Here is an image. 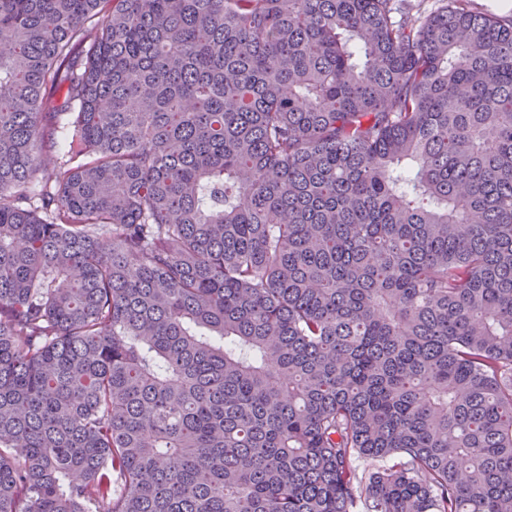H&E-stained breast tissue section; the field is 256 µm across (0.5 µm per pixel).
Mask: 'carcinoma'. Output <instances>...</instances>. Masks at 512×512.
Segmentation results:
<instances>
[{
	"label": "carcinoma",
	"mask_w": 512,
	"mask_h": 512,
	"mask_svg": "<svg viewBox=\"0 0 512 512\" xmlns=\"http://www.w3.org/2000/svg\"><path fill=\"white\" fill-rule=\"evenodd\" d=\"M0 512H512V14L0 0Z\"/></svg>",
	"instance_id": "obj_1"
}]
</instances>
